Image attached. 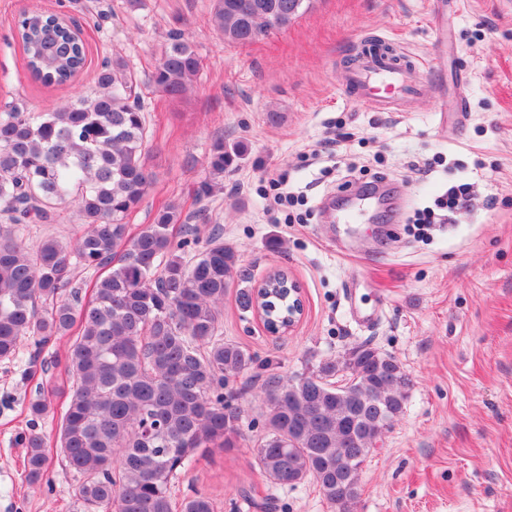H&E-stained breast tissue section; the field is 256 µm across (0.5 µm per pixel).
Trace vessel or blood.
Masks as SVG:
<instances>
[{
	"mask_svg": "<svg viewBox=\"0 0 512 512\" xmlns=\"http://www.w3.org/2000/svg\"><path fill=\"white\" fill-rule=\"evenodd\" d=\"M416 69L412 56L405 51H390L385 43L370 41L362 45L347 83L354 95L369 101L376 111L400 112L418 92L413 79Z\"/></svg>",
	"mask_w": 512,
	"mask_h": 512,
	"instance_id": "obj_1",
	"label": "vessel or blood"
}]
</instances>
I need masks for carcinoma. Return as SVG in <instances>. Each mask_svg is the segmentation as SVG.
Segmentation results:
<instances>
[{"label":"carcinoma","mask_w":512,"mask_h":512,"mask_svg":"<svg viewBox=\"0 0 512 512\" xmlns=\"http://www.w3.org/2000/svg\"><path fill=\"white\" fill-rule=\"evenodd\" d=\"M304 0H213V21L224 43H249L269 29H285ZM18 38L32 77L64 85L86 63L82 38L45 13L24 16ZM201 61L184 34L174 33L150 82L179 96ZM136 78L120 56L100 69L91 96L44 112L16 100L0 112V358L24 339L41 353L69 337L64 371L72 380L58 443L67 466L81 476L80 512H174L171 486L197 458L246 444L239 392L229 384L255 369L256 359L221 336L224 294L239 257L214 226L202 249L198 227L173 240L176 206L132 233L127 216L155 183L147 165L146 116L133 98ZM220 143L210 177L197 188L214 194V177L242 156ZM77 207L82 226L72 240L46 237L33 244L30 224ZM93 270L92 296L73 290L77 268ZM279 281L264 323L288 315ZM412 384L391 355L369 343L326 358L299 375L270 373L264 394V436L256 465L275 486L314 481L338 512L361 495L364 463L385 431L382 418L403 413ZM45 393L28 411L46 414ZM25 471L48 476L43 437L25 438ZM212 495L195 491L181 512H214Z\"/></svg>","instance_id":"1"}]
</instances>
